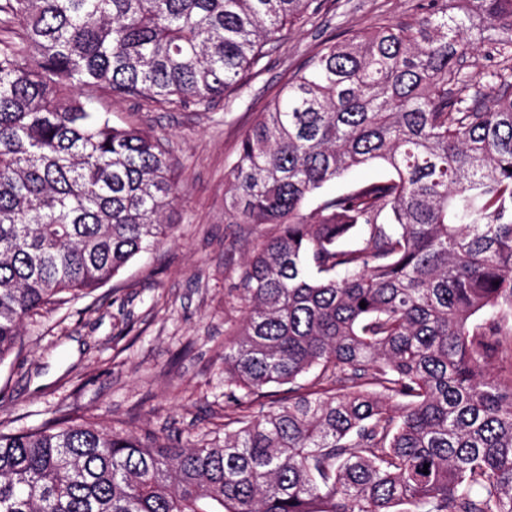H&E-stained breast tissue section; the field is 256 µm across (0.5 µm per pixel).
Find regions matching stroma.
<instances>
[{
  "instance_id": "obj_1",
  "label": "stroma",
  "mask_w": 512,
  "mask_h": 512,
  "mask_svg": "<svg viewBox=\"0 0 512 512\" xmlns=\"http://www.w3.org/2000/svg\"><path fill=\"white\" fill-rule=\"evenodd\" d=\"M410 0H330L299 24L209 108L107 103L113 124L161 138L179 198L169 237L86 297L25 324L22 352L0 364V430L69 415L140 439H209L224 430V336L241 321L239 282L271 224H228L224 190L239 142L324 42L378 18L409 13Z\"/></svg>"
}]
</instances>
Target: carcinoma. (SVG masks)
<instances>
[{
    "label": "carcinoma",
    "mask_w": 512,
    "mask_h": 512,
    "mask_svg": "<svg viewBox=\"0 0 512 512\" xmlns=\"http://www.w3.org/2000/svg\"><path fill=\"white\" fill-rule=\"evenodd\" d=\"M326 8L0 0V362L24 321L172 229L168 150L84 91L206 108ZM483 42L469 95L458 63ZM510 63L512 0H413L313 55L242 137L224 193V223L278 226L224 341L239 427L192 446L0 430V512H512ZM375 162L390 174L321 193Z\"/></svg>",
    "instance_id": "obj_1"
}]
</instances>
